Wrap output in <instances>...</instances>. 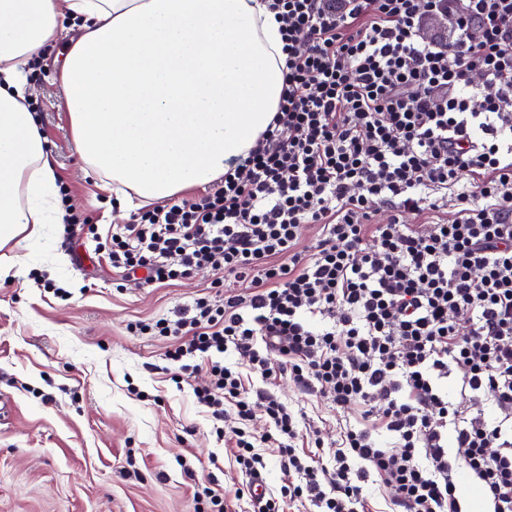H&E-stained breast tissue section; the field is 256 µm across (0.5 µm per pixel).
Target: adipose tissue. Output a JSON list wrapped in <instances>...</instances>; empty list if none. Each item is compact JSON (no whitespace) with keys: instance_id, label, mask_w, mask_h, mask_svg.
I'll list each match as a JSON object with an SVG mask.
<instances>
[{"instance_id":"ef3b65f1","label":"adipose tissue","mask_w":512,"mask_h":512,"mask_svg":"<svg viewBox=\"0 0 512 512\" xmlns=\"http://www.w3.org/2000/svg\"><path fill=\"white\" fill-rule=\"evenodd\" d=\"M71 25L75 150L121 209L214 183L277 112L282 41L263 0H0V250L65 215L26 70Z\"/></svg>"}]
</instances>
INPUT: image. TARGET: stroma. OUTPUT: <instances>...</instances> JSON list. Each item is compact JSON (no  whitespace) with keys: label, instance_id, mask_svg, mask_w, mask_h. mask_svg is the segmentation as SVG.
Here are the masks:
<instances>
[{"label":"stroma","instance_id":"obj_1","mask_svg":"<svg viewBox=\"0 0 512 512\" xmlns=\"http://www.w3.org/2000/svg\"><path fill=\"white\" fill-rule=\"evenodd\" d=\"M68 49L61 40L48 49V64H32L30 104L41 116L59 187L104 234L130 216L75 151L54 66ZM4 264L11 270L0 277V404L9 413L0 417V512H199L195 481L229 487L227 470L207 469L225 449L191 386L158 371L164 341L130 330L136 321L186 307L206 292L210 273L119 292L107 256L71 246L54 224L18 251L0 253ZM35 271L67 284L71 299L40 290ZM275 392L327 443L339 422L360 420L284 379ZM130 453L135 474L126 470ZM188 464L195 476L185 473Z\"/></svg>","mask_w":512,"mask_h":512}]
</instances>
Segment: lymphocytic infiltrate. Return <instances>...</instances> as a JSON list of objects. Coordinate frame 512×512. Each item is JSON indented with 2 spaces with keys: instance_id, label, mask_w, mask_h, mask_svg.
Instances as JSON below:
<instances>
[{
  "instance_id": "f902f5d3",
  "label": "lymphocytic infiltrate",
  "mask_w": 512,
  "mask_h": 512,
  "mask_svg": "<svg viewBox=\"0 0 512 512\" xmlns=\"http://www.w3.org/2000/svg\"><path fill=\"white\" fill-rule=\"evenodd\" d=\"M265 2L284 56L272 123L205 193L97 245L121 280L206 270L224 291L131 326L167 341V371L229 449L233 492L195 496L207 512H374L371 477L394 512H463L466 475L512 512V0H455L445 42L421 35L442 0ZM283 378L359 425L324 443L270 391ZM269 444L286 480L256 497Z\"/></svg>"
}]
</instances>
